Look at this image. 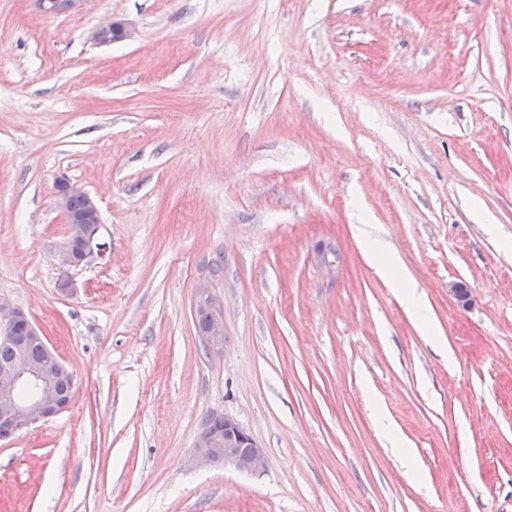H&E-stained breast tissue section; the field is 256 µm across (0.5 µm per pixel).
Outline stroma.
<instances>
[{
    "mask_svg": "<svg viewBox=\"0 0 512 512\" xmlns=\"http://www.w3.org/2000/svg\"><path fill=\"white\" fill-rule=\"evenodd\" d=\"M1 298L74 388L0 439V512H512V0H0ZM224 413L262 472L197 462ZM115 31L118 32L120 39H129L132 37V32L126 28L123 22L111 21L97 27L92 34V40L95 44L101 46L112 44V42L115 41L113 37ZM57 201L66 216L69 229L72 228V224H85L78 225L81 227L78 233L71 235L64 255V263L66 265L78 267L84 262L90 252L95 235L98 231L100 224L99 209L95 200L88 193L74 186L65 178H61L57 181ZM68 201L69 210L79 214L85 212L87 204V209L92 216L90 223L96 224H86L83 218L72 215L68 210ZM361 244L367 257L378 271L382 274L391 271V259L380 241L371 238L364 230H361ZM213 298L207 293V289H201L198 304L210 306L213 316L210 320V313L207 308L198 305L196 311V323L200 333H203L209 324L207 333L202 336L207 347L212 353L218 354L224 346V320L221 313L213 309Z\"/></svg>",
    "mask_w": 512,
    "mask_h": 512,
    "instance_id": "obj_1",
    "label": "stroma"
}]
</instances>
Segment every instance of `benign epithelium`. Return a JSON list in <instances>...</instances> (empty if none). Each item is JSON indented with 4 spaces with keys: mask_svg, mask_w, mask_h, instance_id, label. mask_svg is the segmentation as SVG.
Segmentation results:
<instances>
[{
    "mask_svg": "<svg viewBox=\"0 0 512 512\" xmlns=\"http://www.w3.org/2000/svg\"><path fill=\"white\" fill-rule=\"evenodd\" d=\"M86 0H42L44 12L68 13ZM122 39L132 37V32L121 21H111L97 27L92 40L97 45H108L114 41V35ZM85 197L87 209L91 213L92 223L72 215L68 210V201L73 196ZM58 205L66 216L67 223L79 224L78 232L71 235L64 255V263L71 267L80 266L91 250L98 231L100 213L95 200L85 191L61 178L57 181ZM28 325L30 334L43 340L46 353L55 355L53 347L46 341L44 334L36 327L28 313L13 306L6 300L0 301V339L13 336V330L19 323ZM204 342L211 352L217 354L224 346V320L215 312L209 323ZM71 391L61 390L54 381L43 377L39 364L31 359L23 348H18L14 362L0 369V427L13 433L26 431L40 422L56 416L71 404ZM224 433L211 429V422H205L199 433L195 448L197 461L202 465L224 464L238 471L257 473L264 469L266 459L261 446L249 430L240 425L233 417L224 415Z\"/></svg>",
    "mask_w": 512,
    "mask_h": 512,
    "instance_id": "benign-epithelium-1",
    "label": "benign epithelium"
}]
</instances>
